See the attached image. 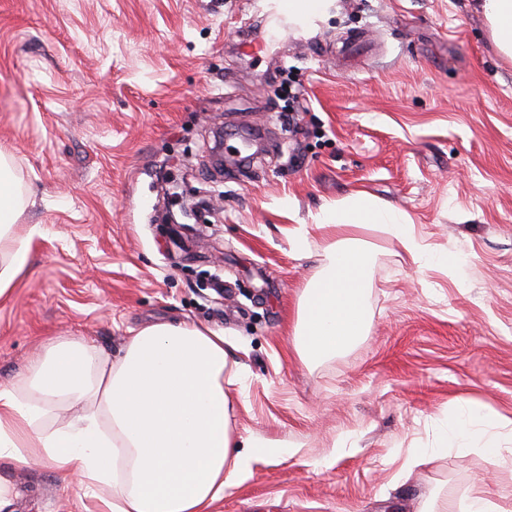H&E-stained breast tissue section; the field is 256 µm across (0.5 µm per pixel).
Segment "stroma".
Here are the masks:
<instances>
[{
	"label": "stroma",
	"mask_w": 512,
	"mask_h": 512,
	"mask_svg": "<svg viewBox=\"0 0 512 512\" xmlns=\"http://www.w3.org/2000/svg\"><path fill=\"white\" fill-rule=\"evenodd\" d=\"M266 8L0 0V153L26 201L17 233L43 229L0 298V384L54 338L116 357L144 325H203L240 349L236 432L290 448L213 512H444L476 493L512 512V463L451 449L404 467L458 399L512 419V62L476 0H333L281 34ZM174 179L219 211L185 240L160 219ZM355 192L464 264L421 269L353 228L372 252L368 334L305 364L292 333L317 217ZM1 486L12 512L95 507L48 462H0Z\"/></svg>",
	"instance_id": "35a3bbf8"
}]
</instances>
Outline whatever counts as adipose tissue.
Listing matches in <instances>:
<instances>
[{"label":"adipose tissue","mask_w":512,"mask_h":512,"mask_svg":"<svg viewBox=\"0 0 512 512\" xmlns=\"http://www.w3.org/2000/svg\"><path fill=\"white\" fill-rule=\"evenodd\" d=\"M478 3L499 55L512 60V0ZM21 214L0 154V297L26 273L30 243L42 233L34 224L18 236ZM317 222L328 236L293 330L305 363L341 353L366 333L372 255L351 238L352 228L377 225L418 267L452 262L429 254L404 212L359 192L326 206ZM228 345L223 334L180 322L140 328L116 358L78 340H50L22 379L0 386V460L53 463L86 485L96 512H208L257 458L289 452L260 437L242 440L232 428L224 386L235 383L242 365ZM456 406L446 443L479 447L500 463L498 418L464 399Z\"/></svg>","instance_id":"1"}]
</instances>
